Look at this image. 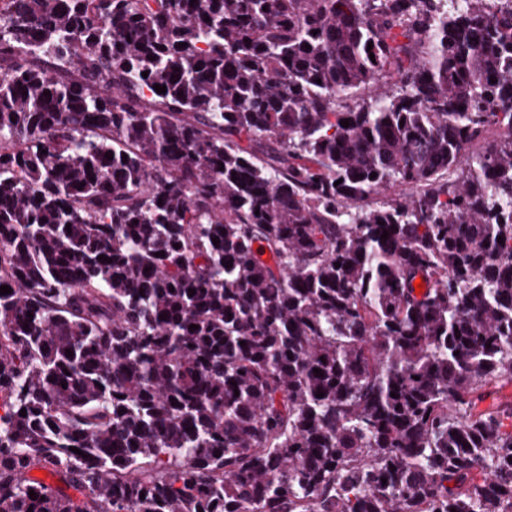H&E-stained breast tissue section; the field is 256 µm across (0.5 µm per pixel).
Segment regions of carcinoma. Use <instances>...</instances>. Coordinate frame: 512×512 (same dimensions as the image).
I'll return each mask as SVG.
<instances>
[{"label": "carcinoma", "mask_w": 512, "mask_h": 512, "mask_svg": "<svg viewBox=\"0 0 512 512\" xmlns=\"http://www.w3.org/2000/svg\"><path fill=\"white\" fill-rule=\"evenodd\" d=\"M501 123L512 0H0V512H512ZM512 405V382H499L489 387L483 399L477 402L476 412L502 410Z\"/></svg>", "instance_id": "cac0c4a2"}]
</instances>
